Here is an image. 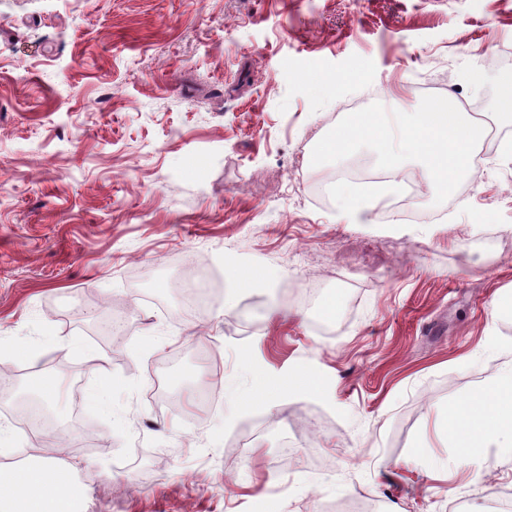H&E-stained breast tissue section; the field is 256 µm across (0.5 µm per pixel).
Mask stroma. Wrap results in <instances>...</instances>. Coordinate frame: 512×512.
I'll return each mask as SVG.
<instances>
[{"label":"stroma","instance_id":"35a3bbf8","mask_svg":"<svg viewBox=\"0 0 512 512\" xmlns=\"http://www.w3.org/2000/svg\"><path fill=\"white\" fill-rule=\"evenodd\" d=\"M477 70H512V0H0V372L22 374L0 421L35 371L62 380L53 429L20 449L80 460L78 512H326L359 494L481 512L512 488V454L468 466L445 434L512 367V315L491 311L512 293V152L483 142L440 205L405 163L417 197L386 195L365 224L337 223L311 163L351 104L435 94L494 115ZM230 265L281 277L240 287ZM192 269L232 304L183 311ZM311 290L337 300L330 331ZM102 312L128 335H103ZM258 368L321 390L244 405ZM153 370L178 398L153 402Z\"/></svg>","mask_w":512,"mask_h":512}]
</instances>
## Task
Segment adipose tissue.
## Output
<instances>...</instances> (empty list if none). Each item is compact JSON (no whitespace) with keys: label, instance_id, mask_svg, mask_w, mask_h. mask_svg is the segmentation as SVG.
<instances>
[{"label":"adipose tissue","instance_id":"1","mask_svg":"<svg viewBox=\"0 0 512 512\" xmlns=\"http://www.w3.org/2000/svg\"><path fill=\"white\" fill-rule=\"evenodd\" d=\"M448 442L463 462L483 448L512 447V371L492 378L462 408L448 414ZM78 460L37 456L14 467L0 466V512H75L84 487L75 479Z\"/></svg>","mask_w":512,"mask_h":512}]
</instances>
